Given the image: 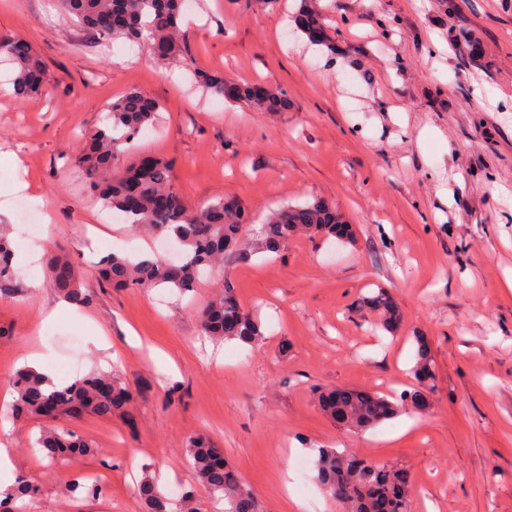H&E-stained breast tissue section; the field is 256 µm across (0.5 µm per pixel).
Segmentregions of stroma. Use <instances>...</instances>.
I'll list each match as a JSON object with an SVG mask.
<instances>
[{
  "instance_id": "obj_1",
  "label": "stroma",
  "mask_w": 512,
  "mask_h": 512,
  "mask_svg": "<svg viewBox=\"0 0 512 512\" xmlns=\"http://www.w3.org/2000/svg\"><path fill=\"white\" fill-rule=\"evenodd\" d=\"M299 6L196 0L186 55L163 60L83 30L56 0H0V35L27 42L46 73L41 93L18 97L0 54V230L24 286L0 300V445L15 478L37 485L38 512H69L68 481L102 473L80 512H144L148 473L162 492L194 489L186 448L198 434L264 512H293L301 494L313 501L302 512H343L315 478L308 451L321 447L407 470L412 512H512V199L496 192L512 189V0H319L332 52L297 31ZM200 73L281 89L290 106L225 101ZM133 90L161 107L137 149L170 162L186 202H237L251 239L269 209L321 199L354 243L299 235L276 255L233 252L182 295L98 282L115 241L161 249L120 217L102 223L79 162L108 104ZM23 201L43 212L35 248L20 238ZM54 245L86 294L80 318L44 319L61 298ZM221 284L260 323L261 345L204 339L199 312ZM380 288L400 307L392 334L359 306ZM93 323L112 376L134 392V422L62 417L93 451L52 462L32 446L40 421L13 413L7 380L35 349L73 379L100 368ZM419 336L435 364L425 411L353 432L320 410V388L411 389Z\"/></svg>"
}]
</instances>
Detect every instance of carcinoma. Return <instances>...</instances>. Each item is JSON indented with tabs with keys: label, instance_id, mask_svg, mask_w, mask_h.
Listing matches in <instances>:
<instances>
[{
	"label": "carcinoma",
	"instance_id": "1",
	"mask_svg": "<svg viewBox=\"0 0 512 512\" xmlns=\"http://www.w3.org/2000/svg\"><path fill=\"white\" fill-rule=\"evenodd\" d=\"M183 3L184 0H59L62 10L84 30L102 39L124 36L143 40L151 49L160 44L165 47V58H174L185 49L186 36L178 23ZM299 28L314 44L327 41L314 4L302 10ZM1 52L11 57L16 68V94L24 97L40 92L45 71L29 45L11 36H0ZM199 82L217 96L232 102L242 101L260 111L278 112L288 108L285 94L269 87L257 94L251 85H238L235 93L227 97L222 78L202 74ZM158 112L154 100L136 91L115 99L108 105L101 125L81 148V161L89 192L106 208L121 212L133 231L173 238L182 247L178 261L158 256L133 263L113 255L103 262L99 279L116 288H166L184 294L195 288L203 269L220 267L226 252L245 245L241 238L244 220L241 209L229 201L190 207L174 192L171 167L160 158H151L147 170L137 161L118 166L121 157L135 149V139L154 122ZM300 233L333 236L343 243L352 241L354 236L352 226L335 208L317 201L272 212L260 228L254 249L278 253ZM12 259L11 242L0 232V298L3 299H15L21 291L12 270ZM50 278L66 298L81 299L70 262L55 259L50 266ZM363 306L377 315V325L388 332L400 324L398 305L383 289L367 297ZM200 323L203 333L217 342L236 340L256 347L263 340L260 325L230 287L219 289L200 311ZM416 343L412 374L421 388L404 391L397 397L350 389L345 398L331 399L322 392L318 396L322 411L356 431L396 416L406 403L416 411H423V387L434 380V359L428 341L419 337ZM11 386L16 394V413L44 422L37 448L52 460L92 452L88 441L56 424L61 415L118 416L133 423L132 391L100 371L56 385L34 370L24 368L13 375ZM187 455L198 485L210 498L224 501V512H262L256 495L224 463L223 456L207 438L201 435L190 438ZM314 470L318 482L345 512H374L382 503L388 504L389 512H412L410 477L402 468L349 456L335 448H319L314 457ZM37 494L36 485L19 481L11 492L0 495V512H16V501L32 503ZM138 494L146 512H198L194 491L183 493L174 504L149 476L140 481Z\"/></svg>",
	"mask_w": 512,
	"mask_h": 512
}]
</instances>
